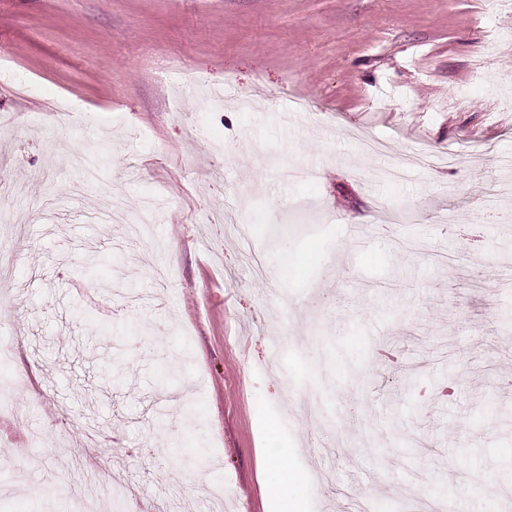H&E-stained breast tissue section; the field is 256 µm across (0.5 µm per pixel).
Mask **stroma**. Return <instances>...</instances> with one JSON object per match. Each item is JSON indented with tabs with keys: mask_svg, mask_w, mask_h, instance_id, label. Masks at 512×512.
<instances>
[{
	"mask_svg": "<svg viewBox=\"0 0 512 512\" xmlns=\"http://www.w3.org/2000/svg\"><path fill=\"white\" fill-rule=\"evenodd\" d=\"M0 185V512H82L87 454L98 512H268L283 449L307 512H512V7L0 0Z\"/></svg>",
	"mask_w": 512,
	"mask_h": 512,
	"instance_id": "obj_1",
	"label": "stroma"
}]
</instances>
